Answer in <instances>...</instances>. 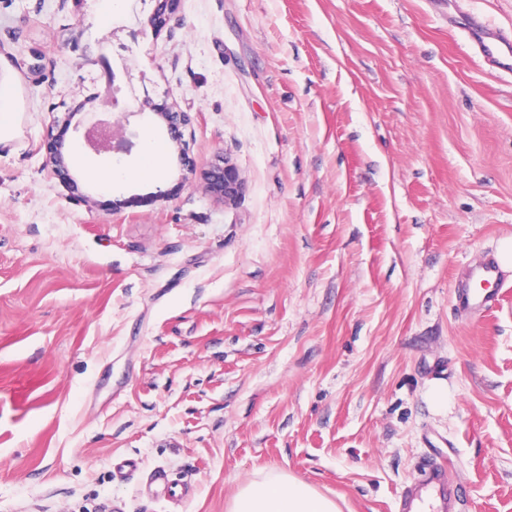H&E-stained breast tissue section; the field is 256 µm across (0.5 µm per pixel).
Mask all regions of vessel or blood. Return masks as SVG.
I'll list each match as a JSON object with an SVG mask.
<instances>
[{"instance_id":"obj_1","label":"vessel or blood","mask_w":512,"mask_h":512,"mask_svg":"<svg viewBox=\"0 0 512 512\" xmlns=\"http://www.w3.org/2000/svg\"><path fill=\"white\" fill-rule=\"evenodd\" d=\"M462 29L469 42L482 57L498 70L512 72V37L490 31L475 17H467ZM505 286L502 270L495 257H488L481 264L469 267L458 285L455 307L459 312L478 315L491 309L500 300ZM147 474L155 493L168 502L187 499L185 487L169 483L163 468L144 472L142 463L134 457L116 459L112 476L115 481L127 483L140 474ZM460 499L458 483L450 480L443 461L428 460L423 467L422 478L406 485L400 491L396 503L397 512H456Z\"/></svg>"}]
</instances>
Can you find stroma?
<instances>
[{"label":"stroma","instance_id":"stroma-1","mask_svg":"<svg viewBox=\"0 0 512 512\" xmlns=\"http://www.w3.org/2000/svg\"><path fill=\"white\" fill-rule=\"evenodd\" d=\"M0 0V512H230L282 469L341 512H395L433 457L457 512H512V74L445 12L512 30V0ZM127 106L158 176L98 188L79 124ZM63 140L72 182L50 163ZM231 160L235 204L204 179ZM92 205H82V196ZM138 456L193 491L179 507ZM504 287L500 264L489 256L465 271L455 294V307L459 312L479 315L499 302ZM143 472L142 462L135 457L116 459L112 476L118 483H128Z\"/></svg>","mask_w":512,"mask_h":512}]
</instances>
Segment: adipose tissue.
Masks as SVG:
<instances>
[{"label":"adipose tissue","mask_w":512,"mask_h":512,"mask_svg":"<svg viewBox=\"0 0 512 512\" xmlns=\"http://www.w3.org/2000/svg\"><path fill=\"white\" fill-rule=\"evenodd\" d=\"M231 512H339L334 501L287 472L271 469L243 484Z\"/></svg>","instance_id":"obj_1"}]
</instances>
